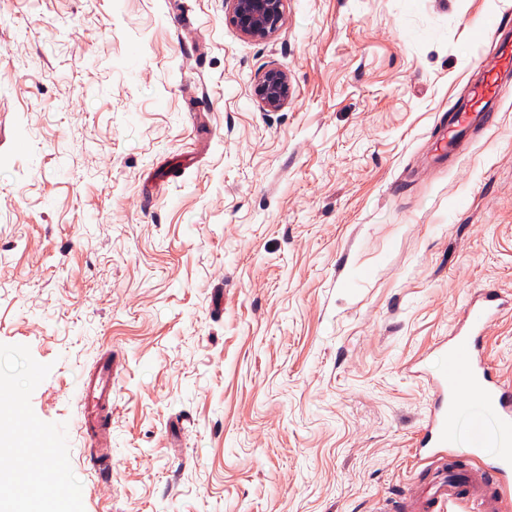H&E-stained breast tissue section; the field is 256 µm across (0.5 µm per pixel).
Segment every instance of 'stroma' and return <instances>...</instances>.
<instances>
[{"instance_id": "stroma-1", "label": "stroma", "mask_w": 512, "mask_h": 512, "mask_svg": "<svg viewBox=\"0 0 512 512\" xmlns=\"http://www.w3.org/2000/svg\"><path fill=\"white\" fill-rule=\"evenodd\" d=\"M512 0H0V408L56 512H378L439 343L512 296V100L436 121ZM287 73L278 111L253 93ZM512 382V308L485 328ZM112 356L111 478L79 380ZM286 0H225L231 21L246 37L265 39L282 27Z\"/></svg>"}]
</instances>
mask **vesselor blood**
I'll use <instances>...</instances> for the list:
<instances>
[{
	"instance_id": "vessel-or-blood-1",
	"label": "vessel or blood",
	"mask_w": 512,
	"mask_h": 512,
	"mask_svg": "<svg viewBox=\"0 0 512 512\" xmlns=\"http://www.w3.org/2000/svg\"><path fill=\"white\" fill-rule=\"evenodd\" d=\"M489 37L502 60L497 70L483 71L479 81L462 92L449 108L440 126L442 145L436 161L459 157L471 131L489 125L494 106L512 91V21L492 26ZM506 301L495 290L469 302L462 312V324L442 353L441 377L436 382V399L420 440L434 469L427 497L406 495L404 512H443L449 503L463 500L475 512H512V496L497 491L482 475L473 474L462 483L448 479V454L456 445V419L467 409L462 390L472 391L497 415L502 443L490 468L497 481L512 476V388L494 380L482 358L483 324L504 310ZM81 426L86 432L105 433L104 411L112 403V364L99 368L82 380Z\"/></svg>"
}]
</instances>
